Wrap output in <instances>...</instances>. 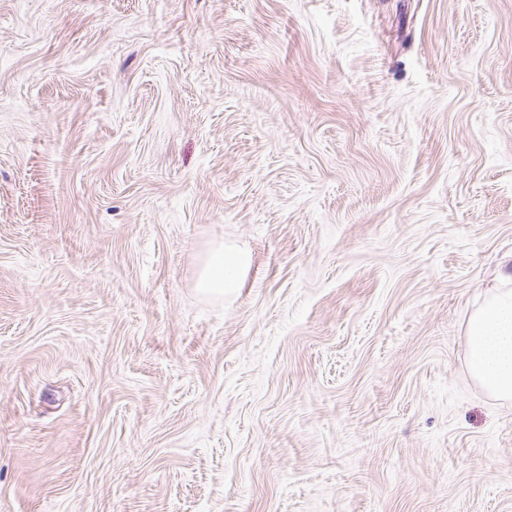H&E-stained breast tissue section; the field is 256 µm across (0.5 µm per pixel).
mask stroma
<instances>
[{
  "label": "stroma",
  "instance_id": "stroma-1",
  "mask_svg": "<svg viewBox=\"0 0 512 512\" xmlns=\"http://www.w3.org/2000/svg\"><path fill=\"white\" fill-rule=\"evenodd\" d=\"M507 265L512 0H0V512H512ZM251 265L248 250L221 243L200 258L196 291L207 298H224L241 287ZM466 367L491 398L512 402V269L499 274L465 322Z\"/></svg>",
  "mask_w": 512,
  "mask_h": 512
}]
</instances>
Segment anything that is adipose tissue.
<instances>
[{
  "instance_id": "1",
  "label": "adipose tissue",
  "mask_w": 512,
  "mask_h": 512,
  "mask_svg": "<svg viewBox=\"0 0 512 512\" xmlns=\"http://www.w3.org/2000/svg\"><path fill=\"white\" fill-rule=\"evenodd\" d=\"M251 265L248 250L219 244L200 258L195 288L208 298L233 294ZM466 367L491 398L512 402V269L499 274L465 322Z\"/></svg>"
}]
</instances>
